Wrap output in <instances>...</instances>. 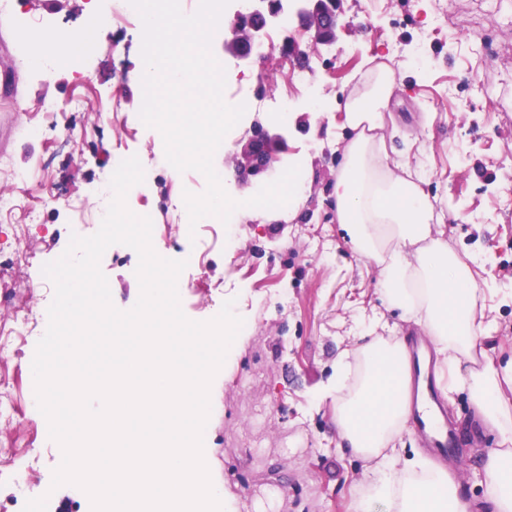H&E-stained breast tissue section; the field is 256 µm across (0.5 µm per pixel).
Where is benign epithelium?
Instances as JSON below:
<instances>
[{"label": "benign epithelium", "instance_id": "obj_1", "mask_svg": "<svg viewBox=\"0 0 512 512\" xmlns=\"http://www.w3.org/2000/svg\"><path fill=\"white\" fill-rule=\"evenodd\" d=\"M345 0H297L295 17L298 28L309 34L311 44L321 50L332 46L337 30L343 27L346 15ZM279 12L267 4L251 10L247 15L237 13L232 18L228 35L224 39V57L236 66L256 63L251 56V46L268 36V29L278 18ZM282 56L305 55L308 48L300 46L293 35L286 31L281 42ZM288 153L287 130L274 123L253 121L249 131L233 144L226 161L231 164L234 179L246 185L253 178L271 174Z\"/></svg>", "mask_w": 512, "mask_h": 512}]
</instances>
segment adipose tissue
Wrapping results in <instances>:
<instances>
[{"instance_id":"obj_1","label":"adipose tissue","mask_w":512,"mask_h":512,"mask_svg":"<svg viewBox=\"0 0 512 512\" xmlns=\"http://www.w3.org/2000/svg\"><path fill=\"white\" fill-rule=\"evenodd\" d=\"M402 91L395 67L381 63L347 95L348 134L331 175L332 209L353 252L374 268L387 309L432 344L442 396L466 393L495 434L482 468L483 498H459L448 466L397 445L408 414L403 337L388 339L367 325L340 353L323 396L334 404L337 442L364 463L354 512L378 503L386 512H512V357L488 356L485 343L497 324L484 314L483 290L449 247L443 218L409 156L387 149L386 118Z\"/></svg>"}]
</instances>
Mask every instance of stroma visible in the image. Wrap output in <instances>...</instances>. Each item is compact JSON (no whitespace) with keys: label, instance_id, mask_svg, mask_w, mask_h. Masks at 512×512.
<instances>
[{"label":"stroma","instance_id":"1","mask_svg":"<svg viewBox=\"0 0 512 512\" xmlns=\"http://www.w3.org/2000/svg\"><path fill=\"white\" fill-rule=\"evenodd\" d=\"M86 2L20 0L14 16L0 17V154L19 168L41 163L45 189L54 197L53 203L40 207L37 224L21 239L39 262L58 259L77 231L66 200L90 196L103 173L116 167L122 155L146 161L161 150L148 128L132 122L143 96L138 73L140 28L97 31L93 54L86 62L92 76L84 83L69 69L49 77L31 63L30 24L76 32L86 24ZM345 9L347 25L338 30L336 43L316 55L324 112H313L290 77L279 81L288 110L278 121L292 130L290 160L309 171L337 165L345 119L336 99L346 97L370 69L371 57L384 53L386 46H400L404 56L398 64L405 91L391 106L397 129L387 144L399 153H420L430 173L423 187L442 203L448 242L461 255L473 258L476 279L488 291L485 306L500 326L488 354L496 358L512 353V299L501 294L512 286V223L495 218L512 195V184L504 176L505 165L512 163V119L506 117L512 112V81L495 84L498 109L462 110L458 100L449 98L448 86L465 72L482 75V64L451 45L444 29L433 32L425 46L434 67L424 69L414 63L409 51L421 21L417 0H347ZM258 73L255 65L236 69L238 87L225 95L229 104H245L249 120L270 115L257 92ZM75 96L85 101L84 110L68 115L79 144L62 137L29 136V126L40 118L43 99L64 106ZM102 103L114 109L107 124L96 121ZM421 106L435 110L433 125L420 124ZM303 114L310 124L304 135L293 130ZM462 139L470 144V159L464 166L457 164L451 150ZM205 187L198 172L181 173L163 165L158 178L129 208L150 212L154 227L172 234L191 255L198 245L183 228V194H198ZM314 198L317 206L309 223L275 224L248 217L234 226L232 248L211 253L208 268L187 264L179 277L181 308L190 320L214 318L230 299L234 313L253 325L241 353L234 357L231 375L220 373L214 378L221 417L218 424L207 425L204 440L226 495L242 504V512H253L256 503L266 504L267 512H353L363 463L348 449L337 447L332 406L319 402L318 396L330 382L339 353L354 343L363 318L384 315L390 336L400 323L397 312L386 309L380 298L374 270L354 254L339 224L328 219L324 188H317ZM476 212L492 214L493 219L474 222ZM137 264V254L118 244L102 256L100 266L118 309L132 308L139 298L133 272ZM277 291L287 294V308L273 300ZM38 341L35 335L22 341L17 355L0 372L15 390L29 445L22 462L31 491L36 495L50 491L47 512H92L91 501L80 488L51 486L61 448L32 408L35 388L28 360ZM254 406L266 407L268 420L264 427L250 429L245 418ZM285 435L301 437L297 457L282 453ZM495 445L494 436L482 429L477 451L461 448L455 475L464 497H482L480 453Z\"/></svg>","mask_w":512,"mask_h":512}]
</instances>
